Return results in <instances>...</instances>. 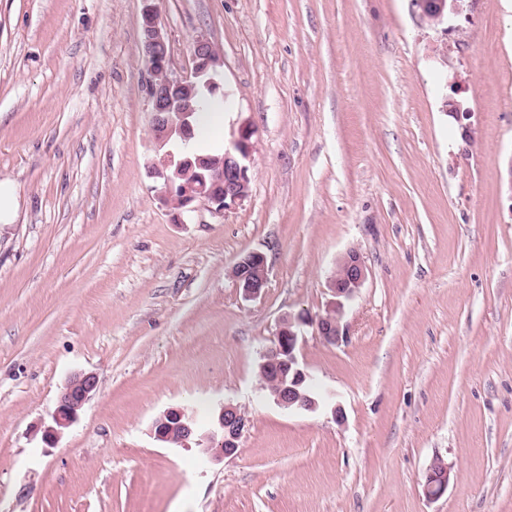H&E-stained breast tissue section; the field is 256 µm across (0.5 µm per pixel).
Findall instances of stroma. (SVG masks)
<instances>
[{"mask_svg": "<svg viewBox=\"0 0 512 512\" xmlns=\"http://www.w3.org/2000/svg\"><path fill=\"white\" fill-rule=\"evenodd\" d=\"M155 5L177 69L196 37L223 53V143L252 133L221 216L177 219L148 174L142 0H0V512H512V0L438 25L413 0ZM351 250L346 341L301 349L325 406L279 407L260 356L324 313ZM79 371L99 391L47 447L32 430ZM223 403L250 419L234 457L153 435ZM255 271L261 273L258 278L254 276ZM232 274L247 298H258L267 288L266 258L261 253L252 252L243 256L234 265ZM449 480L448 467L439 460H435L428 468L425 475V492L429 498L441 497L447 486Z\"/></svg>", "mask_w": 512, "mask_h": 512, "instance_id": "obj_1", "label": "stroma"}]
</instances>
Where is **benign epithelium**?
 <instances>
[{
  "instance_id": "1",
  "label": "benign epithelium",
  "mask_w": 512,
  "mask_h": 512,
  "mask_svg": "<svg viewBox=\"0 0 512 512\" xmlns=\"http://www.w3.org/2000/svg\"><path fill=\"white\" fill-rule=\"evenodd\" d=\"M141 13L142 52L149 73L147 96L152 114V130L161 151L151 167V174L163 180L161 202L167 207H177L176 216L194 212L203 206L218 215L244 201L250 193L249 157L250 134L241 130L231 146L224 149V172L175 185V178L181 176V165L175 164L174 153L165 145L174 139L181 153L193 152L191 142L192 126L188 117L194 107L190 99L202 88L215 95L224 91V62L212 42L199 36L192 46L190 72L179 73L174 69L171 48L166 32L159 20L152 0H142ZM463 0H416L422 15L432 23H440L448 14H457ZM180 194V203H173L175 194ZM238 286L246 297L255 299L267 288L266 258L252 252L239 259L232 269ZM367 275L366 266L359 253L351 250L336 267L331 278L334 300L329 303L326 313L316 317L288 315L280 319L273 346L262 356L259 372L286 356L288 371L292 373L291 385L274 386L265 384L264 390L279 406L287 409L312 411L320 406L319 400L302 394L298 387L310 380L300 360L301 341L305 327H312L315 333L328 343L343 340L345 329L342 317L345 303L350 301L363 285ZM98 392V380L92 373L77 372L65 383L51 414V424L44 427L42 439L46 443L58 441L65 431L77 420L85 404ZM249 426V418L239 407L224 404L217 415L214 428L199 432L195 420L183 408H171L158 416L153 423L154 437L166 444L186 446L191 438L203 452L215 459L237 455L240 439ZM449 480L448 468L435 460L425 475V492L434 499L441 497Z\"/></svg>"
}]
</instances>
